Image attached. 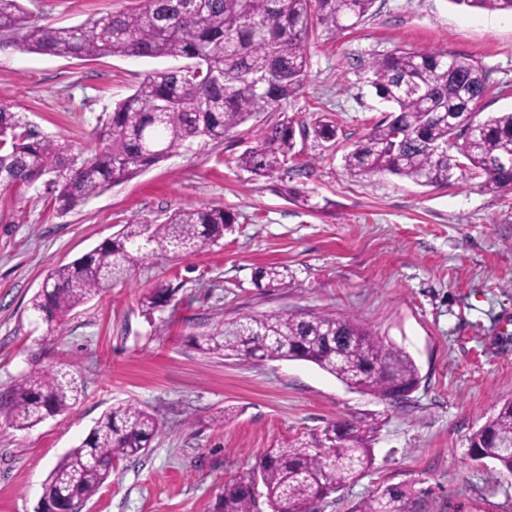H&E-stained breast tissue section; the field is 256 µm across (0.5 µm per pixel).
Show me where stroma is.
Segmentation results:
<instances>
[{
	"label": "stroma",
	"mask_w": 512,
	"mask_h": 512,
	"mask_svg": "<svg viewBox=\"0 0 512 512\" xmlns=\"http://www.w3.org/2000/svg\"><path fill=\"white\" fill-rule=\"evenodd\" d=\"M141 0H30L42 24L76 26L133 11ZM366 22L308 46V77L284 102L296 154L274 178L237 165L263 112L219 142H197L137 177L60 213L46 179L0 190V394L35 367L69 363L83 382L66 412L17 428L0 405V512H37L52 468L113 405L155 415L161 433L120 462L80 512H213L226 480L246 475L265 449L312 440L341 419L378 418L373 465L332 493L321 512H355L388 486L410 489L412 512H512V473L471 458L469 438L512 399V194L479 172L428 187L390 174L352 179L344 155L388 105L363 82L374 58L399 48L448 51L484 69L482 117L512 110V14L451 0H376ZM174 59L97 60L0 45V95L45 136L91 149L105 112ZM326 117L335 140L317 139ZM331 202L312 212L279 189ZM223 207L235 218L217 244L159 253L74 309L60 331L32 309L48 272L112 237L128 219L160 224L175 209ZM292 273L274 288L258 267ZM175 291L146 314L151 289ZM330 312L402 348L419 385L394 405L348 388L302 360L250 364L198 347L197 337L244 314Z\"/></svg>",
	"instance_id": "1"
}]
</instances>
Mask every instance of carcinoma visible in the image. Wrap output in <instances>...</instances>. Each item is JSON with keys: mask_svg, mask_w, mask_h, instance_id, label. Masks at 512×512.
Segmentation results:
<instances>
[{"mask_svg": "<svg viewBox=\"0 0 512 512\" xmlns=\"http://www.w3.org/2000/svg\"><path fill=\"white\" fill-rule=\"evenodd\" d=\"M376 0H142L132 12H109L73 27L38 24L21 0H0V39L30 52L78 58L119 54L190 61L191 70L153 72L102 119L99 147L73 153L66 139L38 132L0 97V186L29 185L45 175L58 210L68 212L164 161L198 140L217 141L261 112H276L308 76V44L317 29L339 36L368 16ZM457 6L512 14V0H451ZM268 77L254 90L248 82ZM365 82L390 103L388 119L344 156L353 178L390 173L422 186H442L460 170L485 174L494 192L512 194V111L478 119L489 91L473 60L446 49L398 50L375 59ZM295 122L266 127L237 160L257 178L274 176L294 155ZM456 150L464 167L454 166ZM285 196L317 209L294 187ZM234 219L220 207L178 208L162 224L130 219L113 237L80 258L53 268L32 309L58 329L76 307L97 296L128 269L157 252L192 254L218 243ZM288 267L255 271L254 281L284 284ZM174 291L154 288L142 301L148 314ZM204 350L249 363L302 360L350 388L403 404L419 383L413 359L357 321L332 313L245 314L202 337ZM73 374L35 368L11 389L10 415L19 428L67 410L77 399ZM379 421L331 422L312 443L267 448L252 473L224 482L216 512H255L258 486L272 512H318L315 505L373 464ZM161 422L125 403L106 411L81 444L51 470L42 498L80 508L97 494L123 460L139 456L161 433ZM473 459L512 472V399L470 437ZM410 493L392 486L364 501L358 512H410Z\"/></svg>", "mask_w": 512, "mask_h": 512, "instance_id": "1", "label": "carcinoma"}]
</instances>
